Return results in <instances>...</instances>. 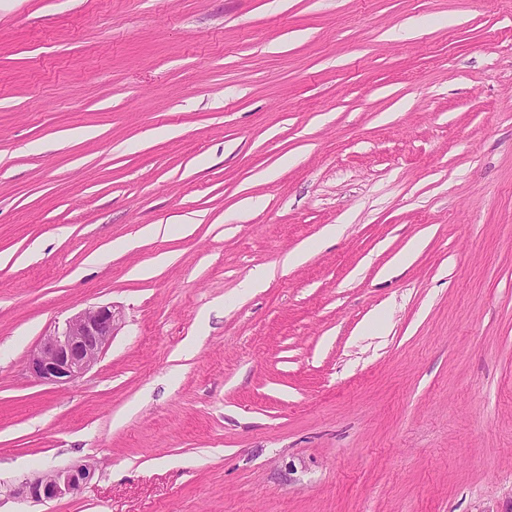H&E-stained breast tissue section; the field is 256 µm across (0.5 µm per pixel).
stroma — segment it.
<instances>
[{
    "label": "stroma",
    "mask_w": 512,
    "mask_h": 512,
    "mask_svg": "<svg viewBox=\"0 0 512 512\" xmlns=\"http://www.w3.org/2000/svg\"><path fill=\"white\" fill-rule=\"evenodd\" d=\"M1 255L0 512H507L512 0H0ZM112 306H94L71 315L32 349L26 370L43 382L72 383L82 378L101 358L115 330ZM96 465L82 461L64 468L24 478L11 491L17 498L32 502H47L72 496L95 475Z\"/></svg>",
    "instance_id": "35a3bbf8"
}]
</instances>
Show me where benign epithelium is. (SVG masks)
I'll use <instances>...</instances> for the list:
<instances>
[{
  "instance_id": "benign-epithelium-1",
  "label": "benign epithelium",
  "mask_w": 512,
  "mask_h": 512,
  "mask_svg": "<svg viewBox=\"0 0 512 512\" xmlns=\"http://www.w3.org/2000/svg\"><path fill=\"white\" fill-rule=\"evenodd\" d=\"M110 306H94L71 315L60 329L45 336L26 358V370L43 382L72 383L82 378L101 358L115 330ZM96 465L82 461L27 477L11 491L17 498L47 502L72 496L95 475Z\"/></svg>"
}]
</instances>
